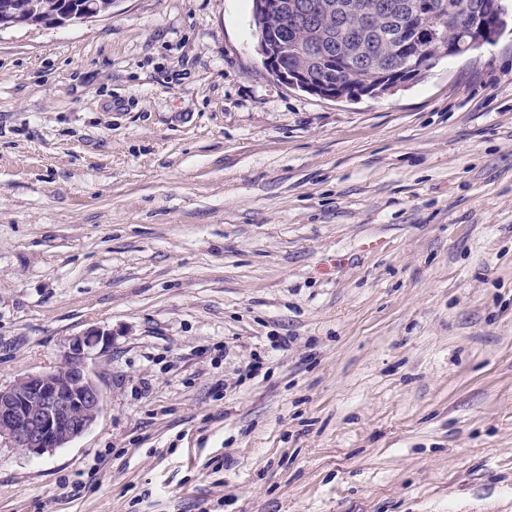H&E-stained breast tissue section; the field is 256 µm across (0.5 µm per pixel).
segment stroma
Listing matches in <instances>:
<instances>
[{
  "mask_svg": "<svg viewBox=\"0 0 512 512\" xmlns=\"http://www.w3.org/2000/svg\"><path fill=\"white\" fill-rule=\"evenodd\" d=\"M93 328L100 415L0 445V512H512V25L355 100L252 0L0 31V386Z\"/></svg>",
  "mask_w": 512,
  "mask_h": 512,
  "instance_id": "35a3bbf8",
  "label": "stroma"
}]
</instances>
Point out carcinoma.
<instances>
[{
	"instance_id": "cac0c4a2",
	"label": "carcinoma",
	"mask_w": 512,
	"mask_h": 512,
	"mask_svg": "<svg viewBox=\"0 0 512 512\" xmlns=\"http://www.w3.org/2000/svg\"><path fill=\"white\" fill-rule=\"evenodd\" d=\"M91 1L104 12L112 8V0H0V13L23 25H54ZM259 1L268 13L253 8V23L267 57L300 72L322 92L346 98L359 97L373 78L385 92L408 67L421 65L426 72L443 58L465 54L452 25L428 33V19L469 1L472 23L487 30L489 44L509 17L505 0H383L386 8L364 27L352 13L359 0H253Z\"/></svg>"
}]
</instances>
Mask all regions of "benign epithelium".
Instances as JSON below:
<instances>
[{
	"mask_svg": "<svg viewBox=\"0 0 512 512\" xmlns=\"http://www.w3.org/2000/svg\"><path fill=\"white\" fill-rule=\"evenodd\" d=\"M108 343L107 333L91 329L69 341L60 365L0 386V444L42 455L87 432L103 403L88 360Z\"/></svg>",
	"mask_w": 512,
	"mask_h": 512,
	"instance_id": "benign-epithelium-1",
	"label": "benign epithelium"
}]
</instances>
